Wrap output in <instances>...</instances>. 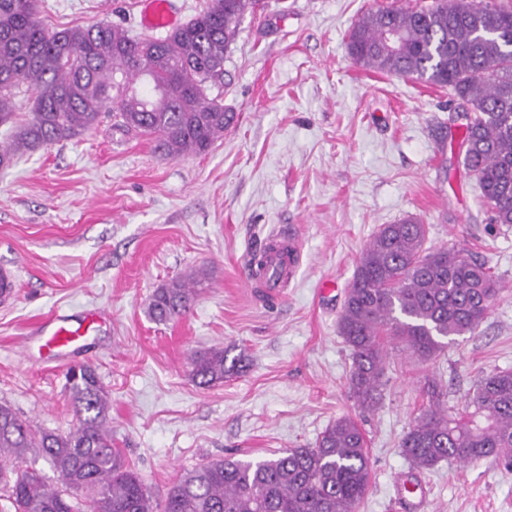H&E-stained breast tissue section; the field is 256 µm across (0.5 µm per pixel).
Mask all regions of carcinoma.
I'll use <instances>...</instances> for the list:
<instances>
[{"instance_id": "obj_1", "label": "carcinoma", "mask_w": 512, "mask_h": 512, "mask_svg": "<svg viewBox=\"0 0 512 512\" xmlns=\"http://www.w3.org/2000/svg\"><path fill=\"white\" fill-rule=\"evenodd\" d=\"M42 0H0V125L13 121L17 90L33 94L28 119L0 144V166L19 154L93 131L110 112L116 125L151 140L168 157L207 152L235 121L224 105V60L243 16L265 0H210L162 39L133 38L100 22L49 32ZM349 55L364 66L446 87L470 115L463 127L464 166L476 179L491 224H512V7L478 0H433L420 8L379 6L348 35ZM505 291L486 263L455 248L427 245L414 218L384 224L361 253L348 286L340 333L351 350L349 393L362 410L380 396L393 341L420 362L435 360L460 336L474 334ZM196 289L173 280L148 307L159 322L184 316ZM189 375L200 388L243 368L224 349L196 351ZM77 424L66 434L37 432L0 404V484L15 512H359L370 482L365 434L344 416L313 448H289L261 460L218 459L188 471L157 499L119 449L108 427L110 403L96 368L67 374ZM428 406L400 440L419 470L444 460L492 459L512 470V371H492L462 409ZM50 460L62 486L49 485L27 455Z\"/></svg>"}]
</instances>
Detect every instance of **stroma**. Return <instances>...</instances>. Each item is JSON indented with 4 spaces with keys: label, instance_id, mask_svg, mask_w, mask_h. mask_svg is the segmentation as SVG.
I'll return each instance as SVG.
<instances>
[{
    "label": "stroma",
    "instance_id": "obj_1",
    "mask_svg": "<svg viewBox=\"0 0 512 512\" xmlns=\"http://www.w3.org/2000/svg\"><path fill=\"white\" fill-rule=\"evenodd\" d=\"M430 0H269L245 16L224 62L235 114L206 153L169 158L113 129L41 147L0 169V266L17 268L0 307V403L32 427L76 423L68 365L92 363L109 393L112 441L156 493L214 458L260 460L315 447L348 415L362 426L371 481L359 512H512V472L489 461L418 470L399 448L428 404L427 380L462 407L481 373L512 370V225H489L463 167L462 120L447 88L366 68L346 48L377 6ZM142 0H43L52 31L102 21L134 35ZM427 226L429 246L488 260L506 291L476 334L422 363L391 351L382 397H349L351 352L338 329L359 256L384 224ZM295 227L302 262L263 299L242 261L272 230ZM199 282L192 311L147 314L155 288ZM100 322L67 364L43 361L38 323L52 313ZM224 348L242 372L198 388L193 351ZM426 489L399 505L398 484Z\"/></svg>",
    "mask_w": 512,
    "mask_h": 512
}]
</instances>
